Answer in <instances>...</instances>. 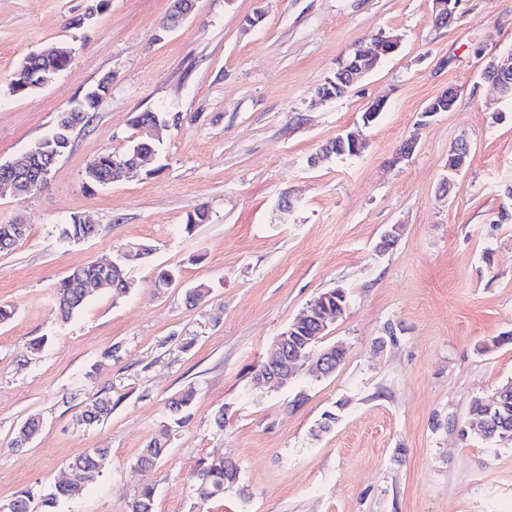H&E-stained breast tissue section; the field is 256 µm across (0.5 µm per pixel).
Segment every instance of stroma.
Masks as SVG:
<instances>
[{"label": "stroma", "instance_id": "stroma-1", "mask_svg": "<svg viewBox=\"0 0 512 512\" xmlns=\"http://www.w3.org/2000/svg\"><path fill=\"white\" fill-rule=\"evenodd\" d=\"M172 4L108 0L75 28L67 21L88 0H0V163L112 78L47 186L0 195V224L30 227L0 252V305L13 310L0 323V510L65 479L74 455L106 447L103 475L56 512H125L140 448L190 385L192 420L172 428L151 475L156 512H199L198 464L219 455L239 462L240 480L208 512H512V447L457 428L473 399L512 380V344H492L512 331V224L495 221L512 208V104L481 76L483 57L512 51V0H461L449 28L433 24L432 0H197L166 33ZM257 12L263 21L245 28ZM380 32L399 35V49L341 98L315 104L337 62ZM53 43L73 49L70 68L13 94L23 61ZM449 87L459 91L453 110L421 123ZM378 99L383 114L364 125ZM147 110L166 122L152 173L87 182L96 155L141 139L133 118ZM347 132L364 140L359 155L309 165ZM412 136L414 153L396 160ZM462 140L469 163L442 192ZM286 192L298 204L284 214ZM201 207L207 222L187 227ZM75 216L98 235L63 240ZM390 230L396 244L378 252ZM131 242L153 252L128 261L126 296L94 292L58 320L53 290L66 273L115 260ZM162 267L178 270V284L156 286ZM200 283L208 294L188 302ZM337 287L348 307L322 343L342 346L343 363L327 377L303 366L285 384L255 385L281 333ZM39 336L47 344L35 355ZM101 394L111 412L85 421ZM328 410L336 424L316 433ZM32 416L39 434L13 446Z\"/></svg>", "mask_w": 512, "mask_h": 512}]
</instances>
